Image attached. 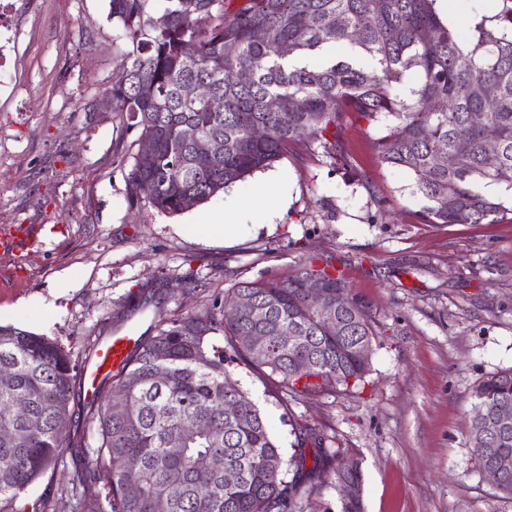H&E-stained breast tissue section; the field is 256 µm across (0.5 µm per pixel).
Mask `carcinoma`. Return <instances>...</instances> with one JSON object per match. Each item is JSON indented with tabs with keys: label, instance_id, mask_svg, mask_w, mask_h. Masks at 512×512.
Returning a JSON list of instances; mask_svg holds the SVG:
<instances>
[{
	"label": "carcinoma",
	"instance_id": "carcinoma-1",
	"mask_svg": "<svg viewBox=\"0 0 512 512\" xmlns=\"http://www.w3.org/2000/svg\"><path fill=\"white\" fill-rule=\"evenodd\" d=\"M437 2L109 0L122 68L105 92L112 111L155 144L150 155H132L129 205L180 214L185 197L203 204L297 148L316 146L343 161L341 131L356 113L370 123L387 119L374 151L381 164L414 175L416 192L430 202L425 223L480 224L499 215L505 206L486 188L512 190V0H498L495 14L464 26L445 21ZM345 40L357 60L308 62ZM187 43L194 45L190 56ZM242 72L249 78L238 79ZM186 84L200 96L183 99ZM273 99L287 106L273 111ZM188 127L220 145L221 165L184 139ZM491 142L492 165L486 161ZM313 274L326 283L328 317L338 319L336 326L304 307L302 284ZM242 294L266 309L264 321L247 311L224 317V307ZM217 336L236 359L279 378L290 396L309 398L360 386L371 355L357 346H372L376 328L331 256L310 259L284 281L237 283L205 310L141 337L124 367L102 379L123 395L86 404L99 440L82 450L88 463L69 477L67 499L80 501L85 486L106 472L99 512H156L162 498L168 512H301L304 482L321 477L338 490L339 512H364L363 496H344L349 482L363 487L360 464L352 459L351 468H330L336 452L310 428L295 434L293 475L286 479L281 449L232 378ZM245 336L265 337L269 358L255 360ZM0 367L13 373L11 382L0 383V422L12 434L0 441V512H44L42 502L29 510L17 502L58 465L65 436L53 423L71 417L76 365L57 343L6 324L0 325ZM159 367L167 370L164 381L155 377ZM20 396L29 398L41 429L7 411ZM472 397L465 445L481 468L485 422L512 423V369L482 380ZM227 401L239 404V418H224ZM173 441L181 447H169ZM309 456L314 465L307 470ZM213 457L221 466L208 465ZM130 458L138 463L134 470L123 466Z\"/></svg>",
	"mask_w": 512,
	"mask_h": 512
}]
</instances>
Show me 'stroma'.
<instances>
[{
    "label": "stroma",
    "instance_id": "1",
    "mask_svg": "<svg viewBox=\"0 0 512 512\" xmlns=\"http://www.w3.org/2000/svg\"><path fill=\"white\" fill-rule=\"evenodd\" d=\"M108 11V0H0V225L38 229L21 254L0 253V322L49 338L79 365L89 343L114 332L149 335L238 282L283 279L307 257L334 256L377 330L364 384L295 400L246 363L230 366L283 456L309 426L338 460L361 463L365 512H512L463 436L474 386L512 369V212L424 223L413 175L375 157L383 122L356 114L343 132L346 165L319 150L275 163L291 188L285 198L267 189L280 212L273 229L228 244L183 230L229 198L248 200L262 171L178 215L130 208L125 177L139 131L88 109L121 64ZM66 271L70 289L55 297ZM150 280L160 304L129 315ZM85 404L76 392L67 432L77 447L62 448L56 470L23 496L46 512H64L65 477L84 465L82 447L97 444Z\"/></svg>",
    "mask_w": 512,
    "mask_h": 512
}]
</instances>
